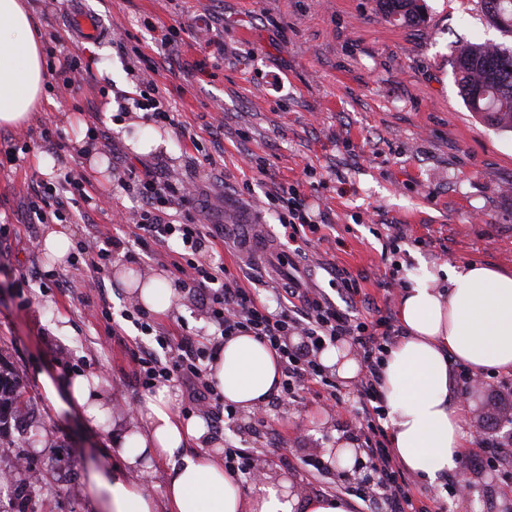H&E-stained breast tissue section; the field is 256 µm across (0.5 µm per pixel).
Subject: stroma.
Returning a JSON list of instances; mask_svg holds the SVG:
<instances>
[{
    "mask_svg": "<svg viewBox=\"0 0 512 512\" xmlns=\"http://www.w3.org/2000/svg\"><path fill=\"white\" fill-rule=\"evenodd\" d=\"M41 33L46 67L61 50L81 62L66 85L47 78L46 101L20 127L0 126V154L14 142L25 153L0 164V370L25 387L32 416L0 436V512H85L81 479L108 443L75 421L50 414L37 373L97 372L122 385L115 410L125 413L145 390L130 358L138 331L121 317L130 298L113 278L115 266L150 275L166 269L178 239L149 258L134 246L124 217L132 194L117 187L114 169L169 174L196 187L193 200L170 211L219 224L224 241L197 256L223 261L235 275L255 278L261 301L298 279L319 288L352 316L375 320L396 311L402 285L425 270L486 261L512 272V133L475 117L453 71L458 48L490 42L512 48L484 16L479 0H425L424 18L404 24L383 17L376 0H27ZM97 13L109 31L79 40L71 17ZM180 34L162 44L168 28ZM122 43H113L112 34ZM121 71L110 79L107 69ZM151 74L179 128H162L135 109L144 74ZM52 127L53 141L42 137ZM149 152H138L142 142ZM53 169L85 175L104 210L75 217V246L95 256L112 237L111 265L95 291L69 281L64 266L47 270L38 244L46 227L29 210L36 183ZM297 186L323 225L309 241L289 240L269 194ZM405 234L393 239L390 225ZM353 279V300L330 285L332 272ZM110 306L111 318L101 314ZM153 322L170 336L208 335L215 328L188 292ZM343 406L323 400L274 410L279 446L254 433L252 415L234 411L214 428L223 445L254 449L265 473L290 477L313 493L309 465L337 438L360 441L358 385H337ZM474 443L512 440V376L484 372L469 397ZM474 491L459 508L450 484L416 480L441 512H512V466L472 473ZM25 485L17 499L16 485Z\"/></svg>",
    "mask_w": 512,
    "mask_h": 512,
    "instance_id": "1",
    "label": "stroma"
}]
</instances>
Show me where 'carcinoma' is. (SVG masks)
Masks as SVG:
<instances>
[{
	"instance_id": "obj_1",
	"label": "carcinoma",
	"mask_w": 512,
	"mask_h": 512,
	"mask_svg": "<svg viewBox=\"0 0 512 512\" xmlns=\"http://www.w3.org/2000/svg\"><path fill=\"white\" fill-rule=\"evenodd\" d=\"M387 18L423 21L421 0H377ZM489 22L512 34V0H480ZM455 74L466 104L487 124L512 131V49L467 43L457 50ZM28 415V403L15 379L0 371V435Z\"/></svg>"
}]
</instances>
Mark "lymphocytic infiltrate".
Returning a JSON list of instances; mask_svg holds the SVG:
<instances>
[{"instance_id":"f902f5d3","label":"lymphocytic infiltrate","mask_w":512,"mask_h":512,"mask_svg":"<svg viewBox=\"0 0 512 512\" xmlns=\"http://www.w3.org/2000/svg\"><path fill=\"white\" fill-rule=\"evenodd\" d=\"M117 182L121 189L133 190L140 202L134 214L135 244L150 256L155 247L170 238L180 240L181 253L170 259L173 274L179 279L178 287L193 290L197 305L215 327L213 337L203 340L188 333L162 336L156 334L140 308L123 311V318L130 320L143 335L133 352L141 387L150 391L167 382H182L189 385L193 401L222 404V397L208 381L205 361L218 353L226 337L247 332L269 344L282 359L284 381L273 394L271 406L297 398L304 391L315 394L324 389L332 394L336 388L324 377L318 354L326 343L342 336L353 337L363 352L366 368L360 389L363 420L359 431L390 512H432L411 493L412 481L402 472L395 453L386 444L379 422L383 410L381 353L394 333L391 316L382 315L369 323L354 319L313 288L285 289L278 294L275 306H268L258 300L255 289L228 275L224 265L205 266L196 262V254L221 237L218 227L166 220L165 213L174 202L189 201L193 195L184 182L149 174L140 176L130 169L123 170ZM281 198L287 207L279 221L290 228L292 238L303 240L308 234L317 233L319 225L297 187L282 189ZM96 207V199L86 191L82 176L68 169L61 172L57 182H39L30 201L33 216L41 222L51 217L63 222L74 213L85 214ZM149 336L154 338V345L146 344Z\"/></svg>"}]
</instances>
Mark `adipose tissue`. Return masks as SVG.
<instances>
[{"label":"adipose tissue","instance_id":"ef3b65f1","mask_svg":"<svg viewBox=\"0 0 512 512\" xmlns=\"http://www.w3.org/2000/svg\"><path fill=\"white\" fill-rule=\"evenodd\" d=\"M44 84L41 40L25 5L0 0V126L26 123ZM115 278L145 311L168 310L173 282L167 275L135 280L120 268ZM398 316L405 333L388 345L382 368L384 425L403 467L434 484L457 472L472 441L449 361L475 373L512 375V272L477 261L443 266L405 290ZM319 361L346 384L362 370L345 341L326 345ZM281 378L277 351L248 333L228 337L208 367L225 404L249 413L263 409ZM37 381L53 415H75L89 431L110 435L108 448L83 475L88 512H352L349 501L300 494L283 477L264 475L244 489L212 450L206 420L180 416L169 386L145 396L122 420L99 374L57 379L41 373ZM161 461L170 470L156 496L144 478Z\"/></svg>","mask_w":512,"mask_h":512}]
</instances>
